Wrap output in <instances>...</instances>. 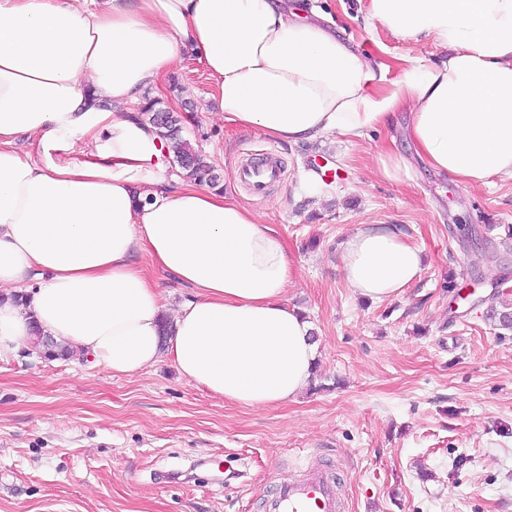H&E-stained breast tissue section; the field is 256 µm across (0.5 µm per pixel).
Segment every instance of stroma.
Returning <instances> with one entry per match:
<instances>
[{
    "label": "stroma",
    "instance_id": "obj_1",
    "mask_svg": "<svg viewBox=\"0 0 512 512\" xmlns=\"http://www.w3.org/2000/svg\"><path fill=\"white\" fill-rule=\"evenodd\" d=\"M329 14L386 62L441 48L366 23L369 0H287ZM195 57L158 94L184 135L288 245L286 300L320 341L315 388L270 408L225 402L164 360L131 376L38 347L0 357V512H264L284 478L333 461L348 512H512V180L470 188L420 171L382 178L380 149L408 152L403 118L364 138L288 145L224 119ZM276 150L284 178L265 198L238 179ZM332 188L313 194L301 173ZM361 224H392L421 249L415 282L372 302L345 287L339 253ZM473 285L460 298L448 281ZM467 463L458 468L457 456Z\"/></svg>",
    "mask_w": 512,
    "mask_h": 512
}]
</instances>
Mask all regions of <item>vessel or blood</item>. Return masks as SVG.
<instances>
[{
	"label": "vessel or blood",
	"instance_id": "vessel-or-blood-1",
	"mask_svg": "<svg viewBox=\"0 0 512 512\" xmlns=\"http://www.w3.org/2000/svg\"><path fill=\"white\" fill-rule=\"evenodd\" d=\"M281 176L280 165L273 157L268 158L264 167H248L240 173L241 179L259 198ZM345 508V499L338 484L321 469H311L302 478L282 482L265 502L266 512H344Z\"/></svg>",
	"mask_w": 512,
	"mask_h": 512
}]
</instances>
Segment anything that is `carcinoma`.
<instances>
[{
  "instance_id": "obj_1",
  "label": "carcinoma",
  "mask_w": 512,
  "mask_h": 512,
  "mask_svg": "<svg viewBox=\"0 0 512 512\" xmlns=\"http://www.w3.org/2000/svg\"><path fill=\"white\" fill-rule=\"evenodd\" d=\"M141 114L147 116L148 121L158 129L159 135L166 141L173 159L184 171L186 177L191 179L208 180L213 187L218 186L219 180L213 175L211 168L204 161L189 140L183 135V116L175 111L158 107V102L148 100L147 105L141 109ZM37 346L45 351L47 358H70L74 350L67 345L55 341L49 336L36 332Z\"/></svg>"
}]
</instances>
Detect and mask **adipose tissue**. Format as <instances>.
<instances>
[{
	"label": "adipose tissue",
	"mask_w": 512,
	"mask_h": 512,
	"mask_svg": "<svg viewBox=\"0 0 512 512\" xmlns=\"http://www.w3.org/2000/svg\"><path fill=\"white\" fill-rule=\"evenodd\" d=\"M367 19L446 55L403 58L385 87L387 63L280 0H0V355L33 346L37 326L115 375L166 357L228 402L298 397L318 342L285 301L286 242L218 190L168 178L139 109L192 54L217 111L276 141L357 140L402 111L428 168L470 187L512 179V0H370ZM25 134L36 154L16 149ZM140 252L191 298L169 308ZM340 266L352 293L385 301L421 251L368 224Z\"/></svg>",
	"instance_id": "ef3b65f1"
}]
</instances>
